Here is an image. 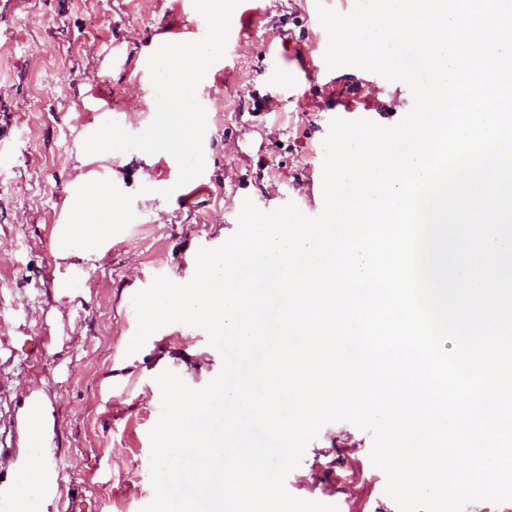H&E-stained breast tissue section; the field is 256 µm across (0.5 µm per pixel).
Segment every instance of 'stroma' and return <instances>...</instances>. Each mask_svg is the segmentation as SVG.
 Masks as SVG:
<instances>
[{
  "instance_id": "1",
  "label": "stroma",
  "mask_w": 512,
  "mask_h": 512,
  "mask_svg": "<svg viewBox=\"0 0 512 512\" xmlns=\"http://www.w3.org/2000/svg\"><path fill=\"white\" fill-rule=\"evenodd\" d=\"M237 10L241 40L207 79L205 172L182 186L170 154H89L83 143L109 120L148 126L152 111L132 98L148 96L143 72L161 41H189L193 0H10L0 14V126H10L17 145L0 155V456L21 458L24 410L43 395L49 451L60 465L49 512H64L72 495L85 512H141L154 497L157 376L170 370L198 389L221 368L206 333L182 323L128 353L137 329L129 290L158 276L191 281L199 249L236 232L244 200L264 211L291 202L321 212L331 120L391 126L413 105L403 82L324 66L317 0H241ZM275 62L277 84L269 78ZM102 179L133 195L135 222L96 255L60 257L77 189ZM127 358L131 376L111 383L113 365ZM371 447V435L352 423L326 424L285 488L338 512H398ZM311 470L320 475L315 490L299 479Z\"/></svg>"
}]
</instances>
